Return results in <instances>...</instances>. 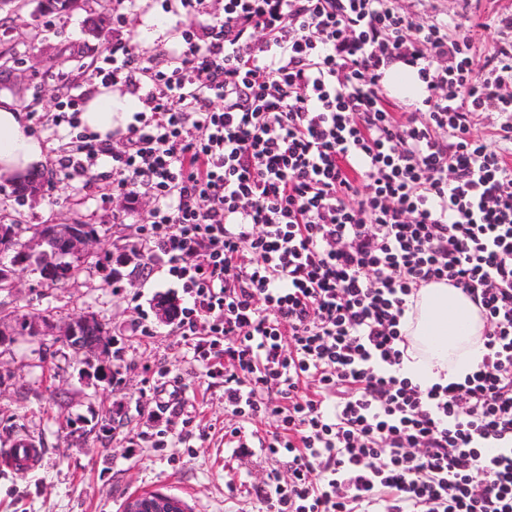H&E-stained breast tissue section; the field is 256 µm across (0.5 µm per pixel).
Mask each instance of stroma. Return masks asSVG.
Instances as JSON below:
<instances>
[{"instance_id":"35a3bbf8","label":"stroma","mask_w":512,"mask_h":512,"mask_svg":"<svg viewBox=\"0 0 512 512\" xmlns=\"http://www.w3.org/2000/svg\"><path fill=\"white\" fill-rule=\"evenodd\" d=\"M115 0H87L81 8L46 12L39 0H9L0 6V93L21 106L32 133L46 148L42 168L50 186L38 198L20 199L9 181L0 182V218L27 226L81 222L97 227L102 251L81 264L67 281L46 285L25 275L16 291H0V448L19 437L39 442L43 456L20 475L0 468V512H123L135 495L160 491L184 500L188 512H259L257 489L274 463L263 455L234 453L225 435L237 420L224 411V387L208 383L189 362L181 336L160 320L156 301L171 296L164 269L146 279L131 266L108 281L103 268L130 253L149 208L126 211L113 202L109 181L90 187L68 180L57 164L77 131L53 124L68 90L90 89V74L106 66L113 45L134 42L150 56L180 34L162 0H136L126 23L116 20ZM103 17L104 34L87 31L90 18ZM155 330H137L140 313ZM48 317L54 327L93 314L112 330L121 347L83 368L78 357L50 336L21 329L25 314ZM166 370L167 390L194 406L198 433L190 447H128L112 431V406H124V429L144 430L148 415L140 391Z\"/></svg>"}]
</instances>
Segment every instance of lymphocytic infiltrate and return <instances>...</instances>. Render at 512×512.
I'll return each instance as SVG.
<instances>
[{
    "label": "lymphocytic infiltrate",
    "instance_id": "1",
    "mask_svg": "<svg viewBox=\"0 0 512 512\" xmlns=\"http://www.w3.org/2000/svg\"><path fill=\"white\" fill-rule=\"evenodd\" d=\"M210 2L165 0L181 39L150 57L113 47L93 75L140 109L60 171L108 158L113 197L150 198L140 265L180 286L192 361L242 424H279L267 512H512V12ZM396 69L423 96L397 101ZM433 282L479 308L485 353L426 387L402 325Z\"/></svg>",
    "mask_w": 512,
    "mask_h": 512
}]
</instances>
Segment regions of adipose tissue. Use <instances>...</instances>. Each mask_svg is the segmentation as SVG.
<instances>
[{
    "instance_id": "ef3b65f1",
    "label": "adipose tissue",
    "mask_w": 512,
    "mask_h": 512,
    "mask_svg": "<svg viewBox=\"0 0 512 512\" xmlns=\"http://www.w3.org/2000/svg\"><path fill=\"white\" fill-rule=\"evenodd\" d=\"M136 98L100 85L81 114L83 127L99 137L111 135L136 111ZM46 160L41 141L31 135L14 99L0 94V177L17 182L41 169ZM409 348L404 371L426 384L457 382L479 363L484 322L478 307L460 289L444 283L421 288L407 314Z\"/></svg>"
}]
</instances>
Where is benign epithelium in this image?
Masks as SVG:
<instances>
[{
	"mask_svg": "<svg viewBox=\"0 0 512 512\" xmlns=\"http://www.w3.org/2000/svg\"><path fill=\"white\" fill-rule=\"evenodd\" d=\"M48 187L45 177H35L15 185V194L36 196ZM24 239V229L13 222L0 221V290L18 288L20 274L30 272L43 280L65 278L63 270L82 264L98 245L99 235L87 224H40L31 228ZM59 342L85 359H99L108 354L112 335L106 324L92 314L69 320L59 334ZM124 512H188L179 498L162 492H150L130 501Z\"/></svg>",
	"mask_w": 512,
	"mask_h": 512,
	"instance_id": "7a95c632",
	"label": "benign epithelium"
}]
</instances>
